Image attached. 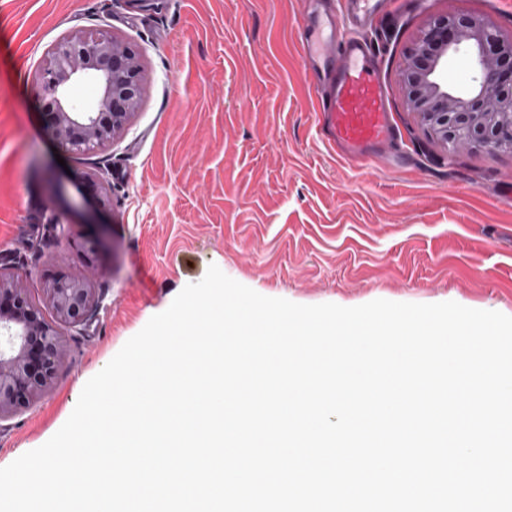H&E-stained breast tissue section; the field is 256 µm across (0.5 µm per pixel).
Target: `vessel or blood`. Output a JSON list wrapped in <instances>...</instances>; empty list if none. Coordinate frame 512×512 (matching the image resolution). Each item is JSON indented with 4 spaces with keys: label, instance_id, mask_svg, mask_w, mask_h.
<instances>
[{
    "label": "vessel or blood",
    "instance_id": "b4317fda",
    "mask_svg": "<svg viewBox=\"0 0 512 512\" xmlns=\"http://www.w3.org/2000/svg\"><path fill=\"white\" fill-rule=\"evenodd\" d=\"M334 0H326L321 14L322 34L308 41L309 60L323 61L326 92L317 104L321 134L340 155L369 167L392 149L396 131L388 95L374 49L357 31L376 14L385 12L387 0H345L349 33H341Z\"/></svg>",
    "mask_w": 512,
    "mask_h": 512
}]
</instances>
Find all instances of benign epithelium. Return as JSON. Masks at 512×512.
I'll return each mask as SVG.
<instances>
[{"label": "benign epithelium", "instance_id": "1", "mask_svg": "<svg viewBox=\"0 0 512 512\" xmlns=\"http://www.w3.org/2000/svg\"><path fill=\"white\" fill-rule=\"evenodd\" d=\"M463 48L480 70L477 85L467 91L443 76L445 58ZM35 81L49 105L51 137L70 153L89 154L112 145L139 111L145 70L135 45L99 28L59 38ZM82 81L98 88L93 107L80 108L72 100V88ZM401 83L408 107L445 149L512 151V32H502L489 15L432 18L404 56ZM84 179L95 186L98 209L111 208V184L93 172ZM49 223L82 248L94 266L98 252L90 237L72 231L56 215ZM97 306L85 274H47L34 295L22 275L0 266V421L29 409L51 390L65 336L89 322Z\"/></svg>", "mask_w": 512, "mask_h": 512}]
</instances>
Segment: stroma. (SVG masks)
<instances>
[{
	"mask_svg": "<svg viewBox=\"0 0 512 512\" xmlns=\"http://www.w3.org/2000/svg\"><path fill=\"white\" fill-rule=\"evenodd\" d=\"M461 11L512 30V0H395L366 30L399 139L360 169L317 133L319 70L302 53L314 0H0V265L33 290L46 270L86 271L45 219L83 223L82 173L112 185L100 307L68 337L48 395L0 422V467L45 444L85 383L213 264L302 305L454 301L512 316V152L446 151L402 92L419 29ZM98 27L140 46L142 105L110 147L60 163L34 75L57 38Z\"/></svg>",
	"mask_w": 512,
	"mask_h": 512,
	"instance_id": "obj_1",
	"label": "stroma"
}]
</instances>
